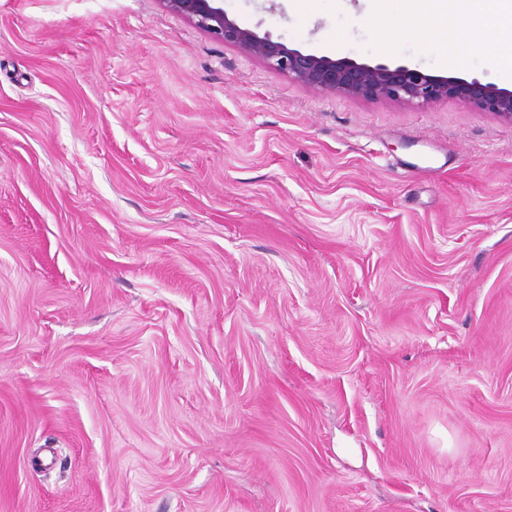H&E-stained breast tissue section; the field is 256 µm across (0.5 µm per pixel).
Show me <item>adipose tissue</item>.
<instances>
[{
    "mask_svg": "<svg viewBox=\"0 0 512 512\" xmlns=\"http://www.w3.org/2000/svg\"><path fill=\"white\" fill-rule=\"evenodd\" d=\"M472 22L479 23L484 31L474 42V49L512 69V55L506 57L500 52L502 44L512 42V0H446L443 12L431 18L442 33Z\"/></svg>",
    "mask_w": 512,
    "mask_h": 512,
    "instance_id": "ef3b65f1",
    "label": "adipose tissue"
}]
</instances>
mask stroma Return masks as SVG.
<instances>
[{"instance_id": "1", "label": "stroma", "mask_w": 512, "mask_h": 512, "mask_svg": "<svg viewBox=\"0 0 512 512\" xmlns=\"http://www.w3.org/2000/svg\"><path fill=\"white\" fill-rule=\"evenodd\" d=\"M224 9L512 89L474 28ZM0 512H512V125L159 0H0ZM174 14L193 22L224 44L263 61L269 67L313 88L348 96L431 104L448 97L488 111L512 124V90L477 79H448L403 65H369L349 59L333 60L289 48L270 34L241 28L224 11L223 0H159Z\"/></svg>"}]
</instances>
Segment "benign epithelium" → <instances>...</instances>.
<instances>
[{"label": "benign epithelium", "mask_w": 512, "mask_h": 512, "mask_svg": "<svg viewBox=\"0 0 512 512\" xmlns=\"http://www.w3.org/2000/svg\"><path fill=\"white\" fill-rule=\"evenodd\" d=\"M168 11L193 22L218 40L237 47L272 69L313 88L348 96L431 104L448 97L488 111L512 124V90L477 79H448L403 65H369L304 53L271 35L240 27L224 11L223 0H159Z\"/></svg>", "instance_id": "obj_1"}]
</instances>
